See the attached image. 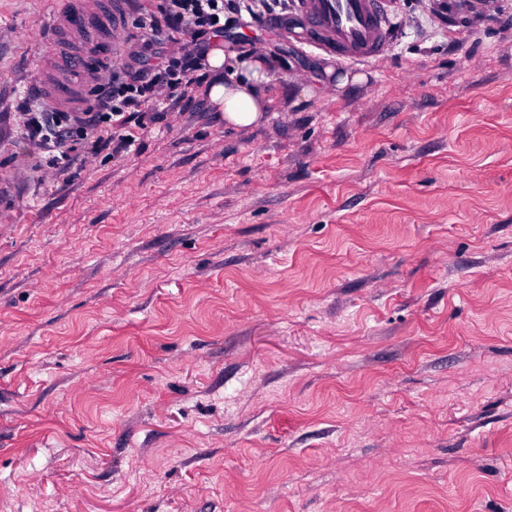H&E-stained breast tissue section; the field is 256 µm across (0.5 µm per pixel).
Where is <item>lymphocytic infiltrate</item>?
Segmentation results:
<instances>
[{
    "mask_svg": "<svg viewBox=\"0 0 512 512\" xmlns=\"http://www.w3.org/2000/svg\"><path fill=\"white\" fill-rule=\"evenodd\" d=\"M287 8V0H156L153 10L136 20L142 36L126 40L122 67L92 87L93 103L86 111L61 112L25 98L18 105L24 114L20 133L49 152L51 165L66 164L75 139L89 137L101 147L94 137L99 128H122L158 97L181 99L226 21L245 13L266 18ZM171 43L179 44L178 53H168Z\"/></svg>",
    "mask_w": 512,
    "mask_h": 512,
    "instance_id": "lymphocytic-infiltrate-1",
    "label": "lymphocytic infiltrate"
}]
</instances>
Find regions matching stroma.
Masks as SVG:
<instances>
[{
	"label": "stroma",
	"instance_id": "obj_1",
	"mask_svg": "<svg viewBox=\"0 0 512 512\" xmlns=\"http://www.w3.org/2000/svg\"><path fill=\"white\" fill-rule=\"evenodd\" d=\"M52 7L0 0V512H512V0H386L369 62L243 18L258 125L200 79L63 171Z\"/></svg>",
	"mask_w": 512,
	"mask_h": 512
}]
</instances>
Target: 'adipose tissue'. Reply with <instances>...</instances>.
Returning <instances> with one entry per match:
<instances>
[{
	"label": "adipose tissue",
	"mask_w": 512,
	"mask_h": 512,
	"mask_svg": "<svg viewBox=\"0 0 512 512\" xmlns=\"http://www.w3.org/2000/svg\"><path fill=\"white\" fill-rule=\"evenodd\" d=\"M264 62L242 56L214 40L205 56L204 69L209 75L208 99L223 112L225 122L238 129L258 123L268 101L262 83Z\"/></svg>",
	"instance_id": "ef3b65f1"
}]
</instances>
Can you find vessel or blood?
Returning a JSON list of instances; mask_svg holds the SVG:
<instances>
[{
  "instance_id": "vessel-or-blood-1",
  "label": "vessel or blood",
  "mask_w": 512,
  "mask_h": 512,
  "mask_svg": "<svg viewBox=\"0 0 512 512\" xmlns=\"http://www.w3.org/2000/svg\"><path fill=\"white\" fill-rule=\"evenodd\" d=\"M124 0H63L40 37L36 86L57 108L77 112L84 88L106 74L116 54ZM295 18L310 46L366 62L381 56L393 33L384 0H294Z\"/></svg>"
}]
</instances>
